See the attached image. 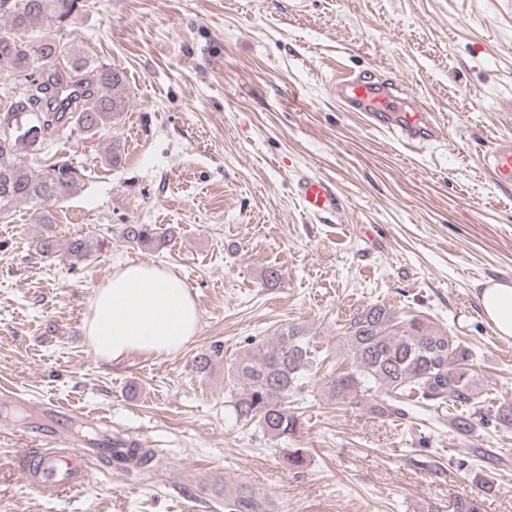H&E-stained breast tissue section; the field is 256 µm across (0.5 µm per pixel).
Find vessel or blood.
Instances as JSON below:
<instances>
[{
    "mask_svg": "<svg viewBox=\"0 0 512 512\" xmlns=\"http://www.w3.org/2000/svg\"><path fill=\"white\" fill-rule=\"evenodd\" d=\"M330 91L350 111L364 113L372 125L402 144L425 145L445 136L428 109L410 103L404 87L394 79L362 70L337 79ZM482 163L497 183L512 185V141L491 147L483 154ZM296 194L310 216L335 215L344 207L335 183L327 178H300ZM42 408L53 422L46 429L25 431L24 438L34 451L23 458L24 479L32 489L43 492L80 487L96 450L72 433V424L79 420L72 409L52 402L43 403Z\"/></svg>",
    "mask_w": 512,
    "mask_h": 512,
    "instance_id": "obj_1",
    "label": "vessel or blood"
}]
</instances>
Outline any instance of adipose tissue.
<instances>
[{"instance_id":"ef3b65f1","label":"adipose tissue","mask_w":512,"mask_h":512,"mask_svg":"<svg viewBox=\"0 0 512 512\" xmlns=\"http://www.w3.org/2000/svg\"><path fill=\"white\" fill-rule=\"evenodd\" d=\"M478 301L497 335L512 339V282L486 284ZM199 323L200 312L184 281L142 261L121 267L95 289L85 330L94 352L117 362L133 352L177 353L196 335Z\"/></svg>"}]
</instances>
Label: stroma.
Returning <instances> with one entry per match:
<instances>
[{
	"label": "stroma",
	"mask_w": 512,
	"mask_h": 512,
	"mask_svg": "<svg viewBox=\"0 0 512 512\" xmlns=\"http://www.w3.org/2000/svg\"><path fill=\"white\" fill-rule=\"evenodd\" d=\"M57 37L123 69L128 104L114 127L39 152L82 172L51 213L59 245L89 239L87 260L38 254L26 203L0 215V387L107 414L155 458L140 472L92 459L82 488L48 495L23 484L24 441L0 436V512H238L243 499L254 512H451L463 493L512 512V428L495 418L512 405V341L477 300L487 280L512 281V186L478 159L512 140V0H84ZM363 67L402 83L446 141L412 152L345 111L330 86ZM305 175L335 181L341 216L303 215ZM125 224L167 243L130 248ZM141 260L184 280L199 329L174 355L105 362L84 331L94 290ZM375 302L471 342L486 416L475 444L508 451L489 488L447 414L382 421L337 404L320 372L292 401L304 426L287 443L236 421L224 371L249 341L297 325L343 361L340 326ZM217 341L223 360L196 372ZM286 446L305 449L301 468Z\"/></svg>",
	"instance_id": "35a3bbf8"
}]
</instances>
